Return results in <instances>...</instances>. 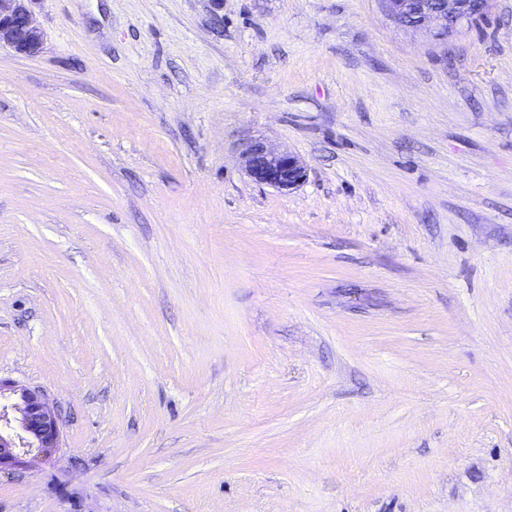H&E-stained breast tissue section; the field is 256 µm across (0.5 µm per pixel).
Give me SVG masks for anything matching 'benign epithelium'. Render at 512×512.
<instances>
[{
    "instance_id": "obj_1",
    "label": "benign epithelium",
    "mask_w": 512,
    "mask_h": 512,
    "mask_svg": "<svg viewBox=\"0 0 512 512\" xmlns=\"http://www.w3.org/2000/svg\"><path fill=\"white\" fill-rule=\"evenodd\" d=\"M37 0H0V49L35 56L43 35L36 25L31 5ZM387 15L398 26L430 33L437 40L486 14L489 0H380ZM246 174L259 184L281 192L298 188L307 177L304 160L291 152H280L261 140H250L240 152ZM13 399L10 417L15 432L0 430V472L24 471L49 461L61 447V420L39 388L12 385L0 379V398Z\"/></svg>"
}]
</instances>
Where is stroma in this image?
Listing matches in <instances>:
<instances>
[{"label": "stroma", "instance_id": "1", "mask_svg": "<svg viewBox=\"0 0 512 512\" xmlns=\"http://www.w3.org/2000/svg\"><path fill=\"white\" fill-rule=\"evenodd\" d=\"M0 49V512H512V0H40ZM301 156L284 193L241 144ZM37 0H0V49L35 56L40 53L43 35L36 25L31 5ZM399 27L445 40L476 16L485 15L489 0H379ZM12 398L16 429L5 433L0 428V472H17L49 461L61 448V420L39 388L12 385L0 379V399Z\"/></svg>", "mask_w": 512, "mask_h": 512}]
</instances>
